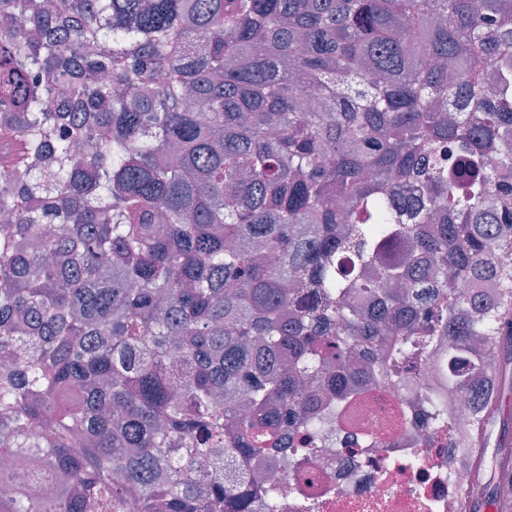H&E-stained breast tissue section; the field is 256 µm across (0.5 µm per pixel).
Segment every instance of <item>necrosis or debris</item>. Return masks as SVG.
Returning <instances> with one entry per match:
<instances>
[{"mask_svg":"<svg viewBox=\"0 0 512 512\" xmlns=\"http://www.w3.org/2000/svg\"><path fill=\"white\" fill-rule=\"evenodd\" d=\"M418 390L445 397L450 388L435 365L412 360L401 379L370 383L325 425L314 454L271 463L277 512L307 504L315 512H461L463 500L482 498L484 484L473 481L470 459L447 433L423 419L401 423Z\"/></svg>","mask_w":512,"mask_h":512,"instance_id":"1","label":"necrosis or debris"}]
</instances>
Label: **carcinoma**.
Wrapping results in <instances>:
<instances>
[{
	"mask_svg": "<svg viewBox=\"0 0 512 512\" xmlns=\"http://www.w3.org/2000/svg\"><path fill=\"white\" fill-rule=\"evenodd\" d=\"M503 64L512 0H0V512L273 505L252 460L440 336L512 471Z\"/></svg>",
	"mask_w": 512,
	"mask_h": 512,
	"instance_id": "1",
	"label": "carcinoma"
}]
</instances>
